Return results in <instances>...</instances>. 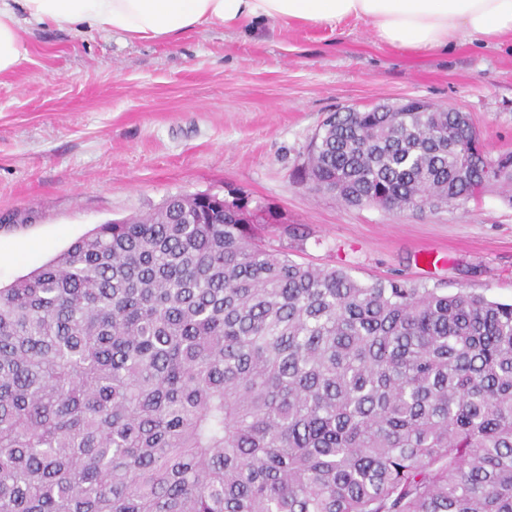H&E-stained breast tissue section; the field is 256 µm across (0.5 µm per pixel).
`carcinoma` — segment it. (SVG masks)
<instances>
[{"instance_id": "carcinoma-1", "label": "carcinoma", "mask_w": 512, "mask_h": 512, "mask_svg": "<svg viewBox=\"0 0 512 512\" xmlns=\"http://www.w3.org/2000/svg\"><path fill=\"white\" fill-rule=\"evenodd\" d=\"M467 112H334L359 206L512 187ZM172 195L0 287V512H512V303L362 284Z\"/></svg>"}]
</instances>
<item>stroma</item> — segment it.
<instances>
[{
	"instance_id": "obj_1",
	"label": "stroma",
	"mask_w": 512,
	"mask_h": 512,
	"mask_svg": "<svg viewBox=\"0 0 512 512\" xmlns=\"http://www.w3.org/2000/svg\"><path fill=\"white\" fill-rule=\"evenodd\" d=\"M0 77V284L94 227L170 195L239 190L268 247L363 284L467 289L512 303V203L349 206L313 190L308 146L333 112L421 98L470 114L512 153V43L432 54L388 47L366 21L212 28L173 42L28 26Z\"/></svg>"
}]
</instances>
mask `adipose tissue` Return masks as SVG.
<instances>
[{
	"mask_svg": "<svg viewBox=\"0 0 512 512\" xmlns=\"http://www.w3.org/2000/svg\"><path fill=\"white\" fill-rule=\"evenodd\" d=\"M370 22L377 38L429 54L463 38L512 41V0H0V74L28 58L25 25L169 41L211 26Z\"/></svg>",
	"mask_w": 512,
	"mask_h": 512,
	"instance_id": "adipose-tissue-1",
	"label": "adipose tissue"
}]
</instances>
